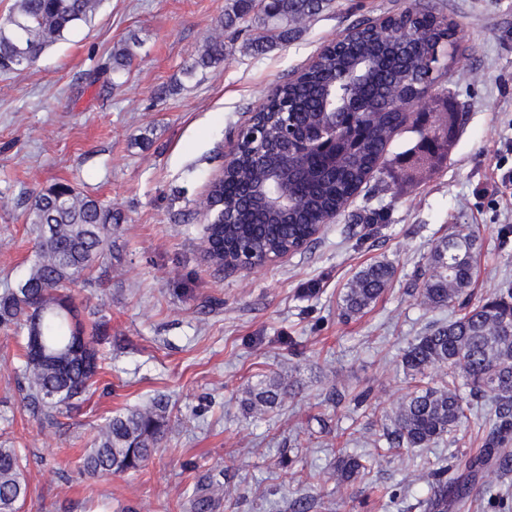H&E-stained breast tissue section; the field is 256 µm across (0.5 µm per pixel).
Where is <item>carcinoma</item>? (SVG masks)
I'll return each instance as SVG.
<instances>
[{
	"instance_id": "obj_1",
	"label": "carcinoma",
	"mask_w": 512,
	"mask_h": 512,
	"mask_svg": "<svg viewBox=\"0 0 512 512\" xmlns=\"http://www.w3.org/2000/svg\"><path fill=\"white\" fill-rule=\"evenodd\" d=\"M326 0H269L257 8L255 0H233L224 11V34L241 32L240 22L252 16L250 47L265 52L273 41H286L301 26L320 14ZM100 0H19L17 10L0 25V71L35 62L45 48L96 14ZM355 34L328 44L318 62L266 95L257 109V125L266 138L281 136L279 114L290 112L304 129L328 122L325 97L347 98L353 123L365 130L352 151L338 152L332 160L312 150L305 157L303 174L288 184L289 194L302 204L288 213L266 210L250 185L268 167L280 166L276 152L256 154L245 141L237 164L224 170V180L211 185L203 201L207 210L223 203L228 225L213 228L235 245L232 225L256 224L246 246L255 253H275L309 242L314 227L334 212L341 214L366 184L386 147L406 125L417 126L394 107L401 93H415L426 84L437 85L443 68L430 71L427 60L458 42L448 18L413 5L387 16L381 25L359 22ZM134 45L126 43L110 56L108 69L115 73L130 66ZM224 60V37L217 34L205 49L189 58L183 74L193 76ZM448 141L434 140L433 148L413 155L414 166L423 169L438 163ZM30 223L37 233V256L19 287L0 294V326L26 331L19 371L27 384V406L55 422L54 411L85 396L94 384L105 355L99 345L109 342L108 323L93 322L92 333L72 304L68 288L92 281V272L103 266L112 225L124 222L121 211L82 195L66 183H57L35 196ZM480 249V235L472 230L452 233L435 243L428 260L422 296L435 307L457 308V316L432 328L405 350L402 363L416 381L386 433V451L426 448L456 432L469 412L483 403L494 407L486 437V456L466 461L468 467L484 465L512 441V288H501L493 297L473 301L470 285ZM393 267L376 262L361 269L342 295L343 308L356 314L368 308L388 287ZM448 367V379L430 384L427 371ZM287 395L282 379L270 377L254 385L242 400L248 411L280 406ZM168 422V402L158 397L148 404L106 419L97 431L93 447L82 459V471L90 477L137 472L160 448ZM460 465L453 460L431 472L429 506L448 504V495L464 488L451 477ZM336 480L350 483L369 470L363 455L339 452ZM223 483L208 474L188 501L190 512H214ZM29 485L17 449L0 446V512H16L27 498Z\"/></svg>"
}]
</instances>
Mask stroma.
Listing matches in <instances>:
<instances>
[{"instance_id": "stroma-1", "label": "stroma", "mask_w": 512, "mask_h": 512, "mask_svg": "<svg viewBox=\"0 0 512 512\" xmlns=\"http://www.w3.org/2000/svg\"><path fill=\"white\" fill-rule=\"evenodd\" d=\"M411 0H327L297 38L257 55L226 41L221 63L185 77L190 55L221 27L230 0H102L91 23L49 45L31 66L0 72V292L34 259V195L58 182L112 203V273L77 286L78 310L99 309L112 350L79 408L57 425L28 409L14 367L24 336L0 328V444L19 451L30 494L18 512H183L199 479L223 473L217 512H428L430 472L450 455L484 454L491 413L478 408L454 441L374 456L364 479L337 483L338 450L372 454L413 388L401 358L452 309L420 294L441 237L479 231L474 300L512 287V0H427L459 31L461 56L440 85L464 119L447 156L406 180L395 157L415 143L403 131L379 173L346 213L303 249L253 272L205 254L201 201L221 174L237 129L277 85L360 21ZM137 38L129 72L107 71L111 51ZM379 213L375 224L354 215ZM391 263L390 288L364 313L345 316L346 283L366 264ZM280 376V408L245 411L247 387ZM368 392L366 406L353 398ZM170 401L169 429L146 467L93 478L80 472L114 411L155 395ZM455 475L467 496L448 512H512V465Z\"/></svg>"}]
</instances>
